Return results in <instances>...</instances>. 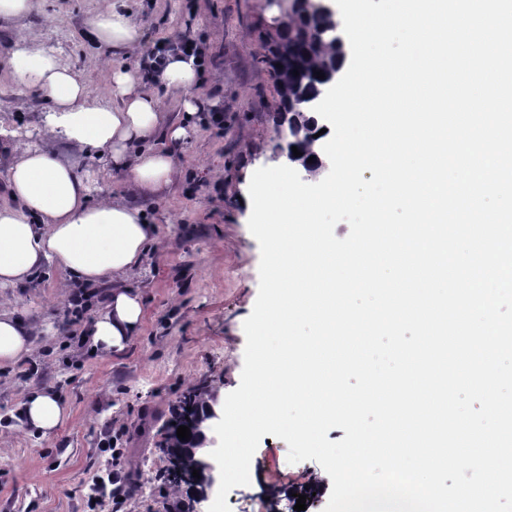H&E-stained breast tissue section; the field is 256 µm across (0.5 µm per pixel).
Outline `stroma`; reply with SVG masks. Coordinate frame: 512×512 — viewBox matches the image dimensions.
<instances>
[{
  "label": "stroma",
  "instance_id": "stroma-1",
  "mask_svg": "<svg viewBox=\"0 0 512 512\" xmlns=\"http://www.w3.org/2000/svg\"><path fill=\"white\" fill-rule=\"evenodd\" d=\"M141 23L140 50L182 36L206 39L213 64L198 94L216 101L223 126L199 122L180 145V174L164 195L140 199L159 244L132 277L144 298L141 333L118 355L102 358L65 345L64 273L51 270L38 288L0 289L26 318L49 325L33 338L28 359L0 366V512H88L97 479L111 465L102 448L110 420L126 427L121 441L135 495L126 512H167L169 466L163 452L171 413L186 391L210 384L220 396L241 379L250 315L259 287L260 247L248 228L249 183L262 167L281 165L275 150L287 131L273 114L279 98L262 57L275 35L276 0H125ZM97 0H37L19 19L0 18V122L23 119L41 139L47 102L12 77L5 61L17 29L82 74L91 103L112 100V87L88 38ZM63 160L95 174L105 193L132 198L130 185L98 154L61 148ZM37 376H30V369ZM56 393L68 418L54 436L16 428L14 415L34 386ZM282 439L263 436L250 483L233 488L231 512H292L293 494L309 493L306 512H325L332 482L316 461L289 463Z\"/></svg>",
  "mask_w": 512,
  "mask_h": 512
}]
</instances>
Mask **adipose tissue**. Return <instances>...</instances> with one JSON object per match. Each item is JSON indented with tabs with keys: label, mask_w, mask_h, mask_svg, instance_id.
<instances>
[{
	"label": "adipose tissue",
	"mask_w": 512,
	"mask_h": 512,
	"mask_svg": "<svg viewBox=\"0 0 512 512\" xmlns=\"http://www.w3.org/2000/svg\"><path fill=\"white\" fill-rule=\"evenodd\" d=\"M87 29L110 73L115 101L109 105L89 103L81 74L36 46L25 30L9 43L12 74L30 84L49 110L48 136L36 146L0 125V150L11 155L7 198L0 201V288L28 287L49 268L87 286L112 281L105 306L83 329L91 350L105 357L123 352L141 331L143 299L127 280L156 244V228L140 206L94 194L89 175L64 161L58 148L100 151L142 195H154L175 181L171 148L188 137L209 102L194 92L200 71L193 60L169 57L148 78L126 64L142 30L122 0H98ZM163 90L180 94L178 116L162 111ZM33 333L31 324L0 309V363L28 358ZM66 417L56 394L35 387L20 404L17 421L48 438Z\"/></svg>",
	"instance_id": "1"
}]
</instances>
